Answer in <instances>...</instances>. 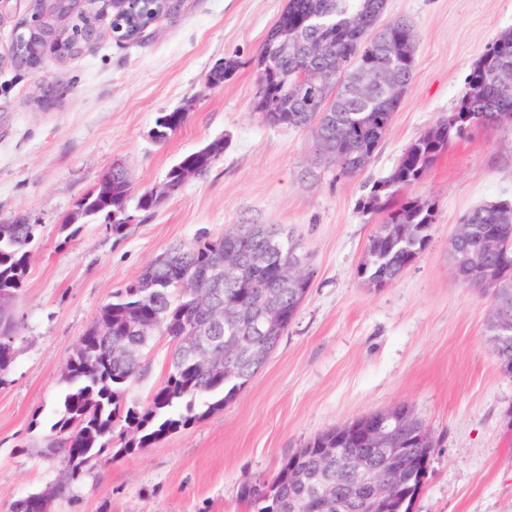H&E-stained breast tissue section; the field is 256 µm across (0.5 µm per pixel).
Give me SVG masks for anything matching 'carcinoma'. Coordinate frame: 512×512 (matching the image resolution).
Returning a JSON list of instances; mask_svg holds the SVG:
<instances>
[{"mask_svg":"<svg viewBox=\"0 0 512 512\" xmlns=\"http://www.w3.org/2000/svg\"><path fill=\"white\" fill-rule=\"evenodd\" d=\"M386 0H331L324 27L318 37L325 43L330 54L339 56L352 65L336 73V83L324 89L326 111L304 104L300 85L290 81L282 83L267 72L263 52H258L254 64L265 73L263 83L257 87L253 108L262 113L263 120L271 126H287L297 129L313 128L316 150L333 162L345 174H356L370 163L381 141L388 134L399 101L386 96L381 90L374 91L368 100H360L351 94L352 86L360 74L366 72L372 80L381 79L383 70L392 65L410 84L416 67V35L410 25L402 21L386 24L379 38L371 32L384 15ZM316 0H287L278 22L269 30L266 38L282 27L293 31L303 20ZM172 13L163 0H127L114 10L109 33L118 41H137L145 26L160 17ZM101 11L98 0H85L77 14L73 28L59 34L51 42L54 55L61 59L78 55L84 49L83 35L88 29H97ZM13 55H43L46 43L35 31L23 30ZM395 47L391 56L385 55L383 42ZM239 62L227 58L217 65L211 74L219 81L230 78ZM512 70V31L500 35L485 49L466 77V92L455 111L469 114L463 125H443L437 122L406 149L399 164L384 181L388 189L376 192L373 184L362 200V209L388 211L386 223L409 226L411 237L392 241L372 237L365 254L366 275L372 278L395 277L401 269L414 262L426 249L431 231L420 226L435 222V209L431 204L409 200L390 211V197L401 187L424 180L436 160L456 140L471 135L473 128L495 123L500 112L512 113V81L500 79L502 68ZM277 99L283 111H262L263 100ZM186 112H163L156 119L157 129L168 134L177 131L187 121ZM212 153L197 150L183 156L167 174L172 182L180 180L181 170L192 167L203 173L210 167L213 155L222 151L218 142L208 144ZM129 183L122 167L112 169L101 181L95 195L84 198L78 209L87 217L103 218L106 229L121 236L127 229L125 217ZM472 224L477 234L466 245L477 249L486 246L488 237L512 236V209H496L486 204L473 209L461 219ZM40 236V225L18 220L0 221V296L16 297L28 276L32 259V245ZM235 248L246 265L245 278L223 281L218 295L224 306L234 308L251 302L260 287L278 277L288 260L297 254L296 243L282 237L276 243L277 255L267 257L265 245L256 239H244L233 231L218 238L202 237L187 249L169 252L141 269L142 282L130 284L118 290L112 301L101 310L99 320L108 330L98 336L82 337L75 354L67 361L63 380L67 385L62 397L58 417L51 425L49 450L60 454L66 461L67 470L57 486L62 493L81 478L82 466L102 454L112 443V429L118 422L134 431L122 451L131 454L147 448L163 436L189 426L208 413L224 407L246 387L265 360L243 366L235 375L215 369L203 357L193 358L185 354L183 330L206 318L205 310L190 288L182 284L197 280L206 269L220 259L224 246ZM309 288H290L284 294V303L292 320L307 296ZM140 320L156 322L155 332L166 335L174 343L168 374L155 391L147 406L128 407L123 396L137 379L143 352L151 346V338L140 336L135 325ZM213 348L224 347V342L236 336H248L256 344L262 338L244 327L225 322L210 324ZM18 322L9 314H0V384L7 381L13 363L14 342ZM341 436L338 429L328 430L312 440L298 453L285 459L276 476L263 486L280 495L284 505L297 498L295 512H353L349 502L336 507V493L346 494L345 486L331 490L329 495H300L304 484L314 481L323 470L320 455L322 448L344 445L349 452L363 451L370 461L392 474L401 489L384 502L379 512H411L419 491L417 477L421 463L432 456L433 446L422 442L407 448L401 456H393L381 449L362 448L349 441L336 442ZM239 497L250 512H264L260 504L257 484L245 482L239 489Z\"/></svg>","mask_w":512,"mask_h":512,"instance_id":"cac0c4a2","label":"carcinoma"}]
</instances>
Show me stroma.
Instances as JSON below:
<instances>
[{"instance_id":"35a3bbf8","label":"stroma","mask_w":512,"mask_h":512,"mask_svg":"<svg viewBox=\"0 0 512 512\" xmlns=\"http://www.w3.org/2000/svg\"><path fill=\"white\" fill-rule=\"evenodd\" d=\"M286 0H182L143 41L102 38L72 59L45 53L35 69L0 67V219L40 225L29 274L12 310L14 359L0 385V512L51 490L66 466L49 453L65 389L63 369L114 292L163 253L245 224L292 233L311 286L287 332L247 387L223 409L132 454L117 425L97 457L50 512H248L238 490L270 480L281 463L324 431L407 404L435 440L413 512H512V376L485 332L490 298L451 270L448 242L461 217L512 202V125L481 127L452 142L407 200L433 204L435 224L418 259L387 287L358 275L385 213L359 203L407 147L453 112L486 46L512 31V0H387L384 21L418 35L416 67L389 133L370 165L348 176L315 150L311 131L271 127L254 112L253 59ZM238 71L219 86L226 58ZM54 86L53 104L37 101ZM189 106L167 139L160 113ZM223 139L205 173L152 210L141 193L165 182L184 155ZM129 181L133 222L113 236L77 204L114 163ZM171 343L156 337L127 405L143 407L162 383Z\"/></svg>"}]
</instances>
